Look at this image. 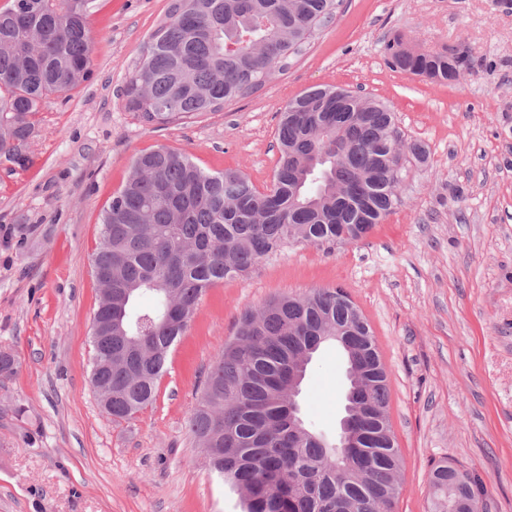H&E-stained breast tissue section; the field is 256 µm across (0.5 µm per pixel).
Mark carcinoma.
<instances>
[{
    "label": "carcinoma",
    "instance_id": "cac0c4a2",
    "mask_svg": "<svg viewBox=\"0 0 512 512\" xmlns=\"http://www.w3.org/2000/svg\"><path fill=\"white\" fill-rule=\"evenodd\" d=\"M95 0H10L0 8V155L19 166L35 132L33 118L53 94L91 75ZM335 0H169L129 77L124 95L146 123L218 112L247 97L257 82L288 66ZM253 42L226 48L237 30ZM388 64L452 84L469 55L408 56L387 43ZM272 184L258 190L236 170L208 172L168 147L139 153L131 175L100 219L92 270L112 291L98 305L91 337V380L112 386L109 414L128 420L153 403L171 348L185 335L207 289L248 275L290 242L315 246L356 241L400 202L406 156L425 147L406 141L394 113L351 90L312 87L288 100L277 131ZM149 295L152 304L139 299ZM340 328L360 335L358 364L370 382L373 414L362 441L338 451L291 415L292 360L316 336ZM389 379L375 336L341 288L274 297L245 311L206 379L189 420L214 472L245 492L242 512H394L403 460L388 414ZM448 464L432 468L434 512H450Z\"/></svg>",
    "mask_w": 512,
    "mask_h": 512
}]
</instances>
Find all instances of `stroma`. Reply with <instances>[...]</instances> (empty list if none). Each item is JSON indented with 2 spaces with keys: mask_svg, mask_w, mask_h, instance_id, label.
Masks as SVG:
<instances>
[{
  "mask_svg": "<svg viewBox=\"0 0 512 512\" xmlns=\"http://www.w3.org/2000/svg\"><path fill=\"white\" fill-rule=\"evenodd\" d=\"M169 0H96L92 75L50 97L28 161L0 157V512H241L189 430L207 375L244 310L341 287L389 373L403 458L395 512H433L427 472L480 476L483 512H512V0H342L286 71L223 110L144 123L123 90ZM463 46L472 69L437 84L392 70L385 44ZM323 85L386 101L426 161L401 170V202L351 243L292 244L209 288L172 347L154 403L129 421L90 384L99 217L133 157L164 145L258 190L279 159L289 99ZM347 380L335 347L307 368L313 430L335 435ZM23 407L15 415L14 407Z\"/></svg>",
  "mask_w": 512,
  "mask_h": 512,
  "instance_id": "stroma-1",
  "label": "stroma"
}]
</instances>
